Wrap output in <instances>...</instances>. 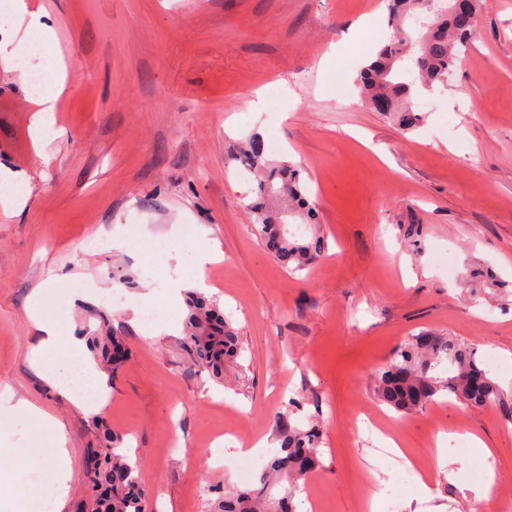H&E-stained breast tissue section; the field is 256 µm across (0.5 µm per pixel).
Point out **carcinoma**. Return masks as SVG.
Masks as SVG:
<instances>
[{
    "label": "carcinoma",
    "instance_id": "obj_1",
    "mask_svg": "<svg viewBox=\"0 0 512 512\" xmlns=\"http://www.w3.org/2000/svg\"><path fill=\"white\" fill-rule=\"evenodd\" d=\"M480 0H473L472 14L455 16L448 0L439 8L431 0H389L392 33L360 72L362 101L375 108L400 129L411 132L421 120L413 98L437 84L461 62V55L476 36ZM240 165L251 173L263 172L256 197L248 203L251 225L277 263L292 274L311 268L328 251L326 236L314 221L306 189L297 165L274 164L264 154L261 141L249 138L239 156ZM305 217L304 234L298 236L281 218L277 203ZM473 282L484 288H503L492 273L477 268ZM184 333L197 364L217 381L224 380V367L239 355L235 330L216 305L200 292L189 296ZM89 344L101 359L117 370L125 354L115 336L96 330ZM379 400L395 410L409 413L448 396L472 407L499 405L512 417V403L505 400L474 349L450 336L421 332L410 337L393 357L372 374ZM278 448L270 458L258 488H234L208 503L209 512H295L293 483L320 465L323 445L320 424H302L281 416L276 422ZM122 438L111 433L105 444L92 451L87 468L89 512H143L141 468L121 452Z\"/></svg>",
    "mask_w": 512,
    "mask_h": 512
}]
</instances>
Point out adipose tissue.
Here are the masks:
<instances>
[{
    "instance_id": "obj_1",
    "label": "adipose tissue",
    "mask_w": 512,
    "mask_h": 512,
    "mask_svg": "<svg viewBox=\"0 0 512 512\" xmlns=\"http://www.w3.org/2000/svg\"><path fill=\"white\" fill-rule=\"evenodd\" d=\"M44 288L35 289L32 295L34 308L30 317L38 332V344L31 352V363L44 377L52 379L60 394L71 400L76 409L83 414L98 411L97 403L76 396L68 380L69 367L67 362L72 358H81L83 373L87 383L100 395L107 397L108 390L104 375L95 363L85 355V346L81 337H63L60 324L45 318L40 310L44 297ZM44 460L50 465L54 488L55 512H62L68 497L70 484L74 478V467L66 447L64 435H57L54 442L43 454Z\"/></svg>"
}]
</instances>
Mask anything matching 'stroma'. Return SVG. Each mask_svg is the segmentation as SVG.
<instances>
[{"mask_svg":"<svg viewBox=\"0 0 512 512\" xmlns=\"http://www.w3.org/2000/svg\"><path fill=\"white\" fill-rule=\"evenodd\" d=\"M58 39L30 36L23 58L68 72L55 112L31 127L32 89L18 66L0 70V448L24 486L45 490L39 453L64 433L75 475L64 512L87 501L88 451L103 430L144 469L145 512H208L209 486L243 481L231 462L259 442L255 472L275 449L278 415L320 422L321 465L293 497L296 512H496L472 491H512V419L446 396L401 414L379 401L369 374L428 330L493 354L512 402V0H481L466 60L422 96L411 132L371 110L354 80L388 41L386 0H27ZM363 22L353 40L350 27ZM337 51L335 64L323 58ZM276 143L274 163L303 169L327 256L290 274L250 226L255 180L235 159L251 136ZM219 261L197 271L193 239ZM150 242L148 252L131 239ZM449 256L454 274L439 264ZM491 269L506 284L471 282ZM69 274L43 307L85 336L106 313L128 358L98 415L83 416L35 373L31 293ZM202 275L204 295L236 328L242 352L230 385L199 370L184 339L174 282ZM163 316L146 323L143 308ZM47 411L40 424L18 401ZM396 431L424 473L380 449L364 419ZM457 457L455 481L437 466V433ZM479 436L488 452L472 448ZM427 483L434 497L419 500Z\"/></svg>","mask_w":512,"mask_h":512,"instance_id":"obj_1","label":"stroma"}]
</instances>
